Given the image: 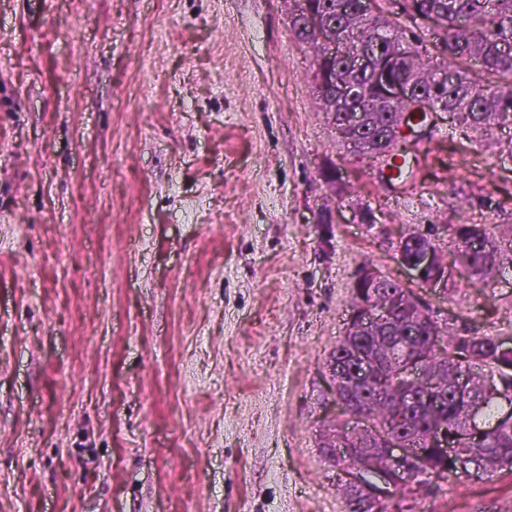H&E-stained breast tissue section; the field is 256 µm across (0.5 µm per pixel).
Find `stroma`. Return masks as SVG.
I'll return each instance as SVG.
<instances>
[{"label":"stroma","mask_w":512,"mask_h":512,"mask_svg":"<svg viewBox=\"0 0 512 512\" xmlns=\"http://www.w3.org/2000/svg\"><path fill=\"white\" fill-rule=\"evenodd\" d=\"M291 0H0V512H347L319 453L362 264L512 238V125L439 113L411 192L336 144ZM333 181H326V174ZM512 337V275L424 292ZM512 512V477L416 512Z\"/></svg>","instance_id":"stroma-1"}]
</instances>
